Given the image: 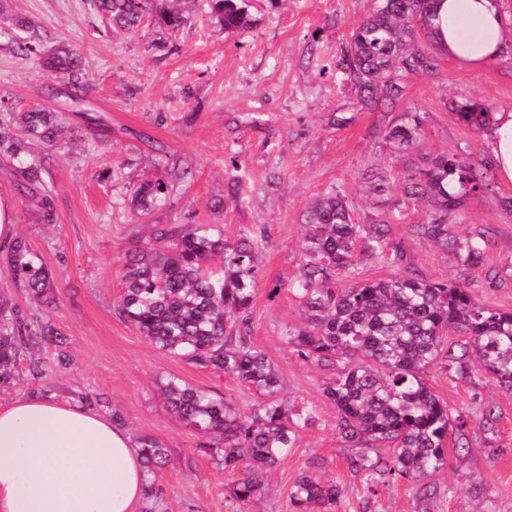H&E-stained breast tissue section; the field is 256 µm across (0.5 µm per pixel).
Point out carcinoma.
I'll return each mask as SVG.
<instances>
[{
	"label": "carcinoma",
	"mask_w": 512,
	"mask_h": 512,
	"mask_svg": "<svg viewBox=\"0 0 512 512\" xmlns=\"http://www.w3.org/2000/svg\"><path fill=\"white\" fill-rule=\"evenodd\" d=\"M89 2L110 26L133 33L141 31L147 17L171 32L186 22L182 0ZM436 2L373 0L371 11L352 30L336 67L363 107L396 102L405 94L404 78L430 75L437 68ZM251 8L252 0H211L213 15L227 34L251 29ZM30 28L29 20L17 16L0 28V38L34 54L35 47L22 37ZM43 65L61 80L63 95L84 99L88 82L79 50L59 46L43 56ZM448 109L459 121L483 131L490 128L497 106L455 96ZM67 133L63 113L40 106L17 113L0 99V160L12 163L22 195L41 196L44 224L55 223L56 213L44 186L43 159L32 145L51 147ZM384 139L399 153L417 148L424 140L417 109L402 111L384 129ZM190 177L188 168L169 177L160 172L142 177L127 198L129 210L144 218L166 209L171 181ZM399 186L405 197L425 198L433 208L417 234L448 247L457 245L449 218L488 183L464 156L444 153L427 168L403 175ZM382 224L374 218L357 223L341 187L305 206L304 259L288 290L298 295L307 323L284 331L302 360L343 362L322 394L336 408V427L344 441L360 446L352 464L367 475L369 491L379 479L423 483L446 464L449 434H465L467 420L451 418L423 377L440 353L462 378L470 377L474 360L483 374L512 387V312L477 302L467 285L456 282L406 276L346 282L360 246L394 264L403 261L404 250L386 242ZM459 250L467 265L482 262L480 244L466 242ZM121 261L124 290L117 310L152 347L232 376L258 394L249 416L243 417L228 398H216L176 375L159 386L167 410L197 433L199 452L226 468L244 464L233 498L242 507L249 504L262 493L261 471L282 461L294 447L296 432L314 419L313 408L295 412L279 396L280 369L250 343L251 305L260 281L250 231L244 228L229 240L220 224H198L191 230L157 224ZM7 263L13 280L31 298L50 307L56 304L50 298V272L25 242H14ZM451 331L466 336L457 351L443 350ZM53 336L50 321L24 325L0 304V383L11 382L29 343ZM381 443L392 448L390 455L371 454ZM136 445L149 477L148 495L153 496L169 450L147 435L138 437ZM341 494L336 483L305 474L290 493L292 512H314L337 502Z\"/></svg>",
	"instance_id": "obj_1"
}]
</instances>
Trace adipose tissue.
Masks as SVG:
<instances>
[{"mask_svg":"<svg viewBox=\"0 0 512 512\" xmlns=\"http://www.w3.org/2000/svg\"><path fill=\"white\" fill-rule=\"evenodd\" d=\"M437 43L459 68L478 71L512 48L502 0H439ZM498 177L512 182V109L489 134ZM148 476L122 427L77 404L18 398L0 409V512H135Z\"/></svg>","mask_w":512,"mask_h":512,"instance_id":"obj_1","label":"adipose tissue"}]
</instances>
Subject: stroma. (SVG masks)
Listing matches in <instances>:
<instances>
[{
	"label": "stroma",
	"instance_id": "stroma-1",
	"mask_svg": "<svg viewBox=\"0 0 512 512\" xmlns=\"http://www.w3.org/2000/svg\"><path fill=\"white\" fill-rule=\"evenodd\" d=\"M371 0H258L254 23L240 37L225 35L210 0H188L187 22L164 47L159 28L131 34L112 29L88 0H0V10L27 16V38L37 52L76 47L86 62L84 100L58 96V81L36 54L0 40V97L15 111L40 105L63 112L75 133L45 156L43 179L57 220L39 221L38 200L15 188L13 169L0 162V204L11 209L16 235L47 265L57 298L52 322L59 338L28 347L10 385L0 387V409L20 395L83 405L104 414L130 435H149L169 450L157 482L165 512H237L231 492L241 470L226 469L196 449L197 434L169 413L159 379L174 374L191 386L232 400L249 414L256 395L247 384L216 376L156 350L116 311L122 292L119 256L146 232L125 200L141 175L165 167H191L175 182L170 209L153 224H220L235 239L249 227L259 254L260 282L252 303L250 342L281 368L282 394L295 407L315 405L314 421L300 430L288 456L264 476V491L248 512H290V492L301 474L339 484L340 499L321 512H512V389L474 375L462 379L446 358L424 378L450 416L468 418L459 445L448 446L444 469L426 486L405 480L366 490L351 466L352 445L336 430V411L322 396L339 364L305 362L283 331L302 325L305 313L288 285L301 264L306 203L344 187L358 221L379 215L386 238L406 258L387 264L360 255L349 278L396 275L468 284L482 304L512 312V183L488 170L489 189L474 192L458 210L452 232L483 246L478 266L459 252L415 232L427 221V201L401 191L370 192L364 173L396 181L410 168H427L441 153L483 164L489 135L458 122L447 101L463 94L512 108V60L481 73L458 69L447 56L429 76H408L404 97L391 111L361 108L335 63ZM418 108L425 138L419 149L394 153L383 131L406 107ZM346 116L335 125L332 115ZM278 184H270L271 175ZM239 177L236 193L227 182ZM223 198V211L209 202ZM148 222V223H149ZM495 412L486 424L485 408Z\"/></svg>",
	"mask_w": 512,
	"mask_h": 512
}]
</instances>
